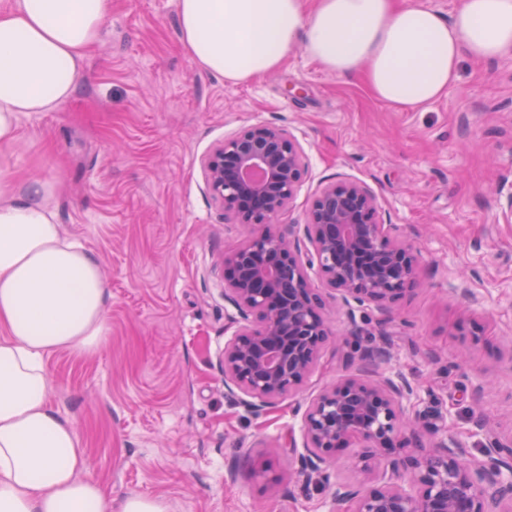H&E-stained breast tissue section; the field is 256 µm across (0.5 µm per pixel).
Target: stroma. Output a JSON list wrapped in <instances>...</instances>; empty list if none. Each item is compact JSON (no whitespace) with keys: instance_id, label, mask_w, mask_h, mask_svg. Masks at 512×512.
<instances>
[{"instance_id":"obj_1","label":"stroma","mask_w":512,"mask_h":512,"mask_svg":"<svg viewBox=\"0 0 512 512\" xmlns=\"http://www.w3.org/2000/svg\"><path fill=\"white\" fill-rule=\"evenodd\" d=\"M256 123L285 129L307 155L281 224L302 234L323 187L358 181L420 256L419 287L391 313L328 300L334 337L314 371L258 415L224 396V342L241 319L220 267L250 228L225 219L203 166ZM7 161L20 182L57 180V221L109 286L100 346L54 352L46 366L51 402L113 505L336 512L329 488H302L288 444L303 440L298 409L357 374L353 343L381 335L390 369L418 383L422 408L447 410L470 459L485 431L512 435V54L464 58L442 98L397 109L300 50L271 74L224 82L186 53L177 0H112L76 94L22 115Z\"/></svg>"}]
</instances>
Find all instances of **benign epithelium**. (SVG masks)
I'll return each instance as SVG.
<instances>
[{
	"label": "benign epithelium",
	"mask_w": 512,
	"mask_h": 512,
	"mask_svg": "<svg viewBox=\"0 0 512 512\" xmlns=\"http://www.w3.org/2000/svg\"><path fill=\"white\" fill-rule=\"evenodd\" d=\"M207 186L224 213L252 228L245 245L223 260L225 293L245 324L224 344L226 396L258 412L297 390L330 336L325 300L306 268L317 267L326 288L353 305L391 310L418 285L417 253L381 222L376 196L362 183L340 182L313 200L299 242L275 223L306 171L301 145L284 129L254 124L224 139L205 158ZM349 360L367 367L390 360V343L353 347ZM244 398H238V394ZM418 389L400 373L353 377L324 389L302 416L305 452L297 474L306 486H327V463L355 441L363 470L386 456L388 481L354 490L336 484L333 500L346 512H512V441L487 436L473 462L448 435V417L418 409ZM430 437L428 449L394 456L405 431Z\"/></svg>",
	"instance_id": "obj_1"
}]
</instances>
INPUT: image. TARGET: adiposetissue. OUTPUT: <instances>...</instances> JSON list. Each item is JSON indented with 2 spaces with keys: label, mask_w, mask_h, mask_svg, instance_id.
Here are the masks:
<instances>
[{
  "label": "adipose tissue",
  "mask_w": 512,
  "mask_h": 512,
  "mask_svg": "<svg viewBox=\"0 0 512 512\" xmlns=\"http://www.w3.org/2000/svg\"><path fill=\"white\" fill-rule=\"evenodd\" d=\"M110 9L111 0H15L0 12V512H167L139 496L113 507L51 404L46 356L99 347L109 291L95 256L57 223L54 182L19 185L3 160L23 113L73 96ZM177 18L193 62L226 82L274 72L300 48L400 109L441 98L462 58L512 53V0H456L447 17L423 0H177Z\"/></svg>",
  "instance_id": "obj_1"
}]
</instances>
